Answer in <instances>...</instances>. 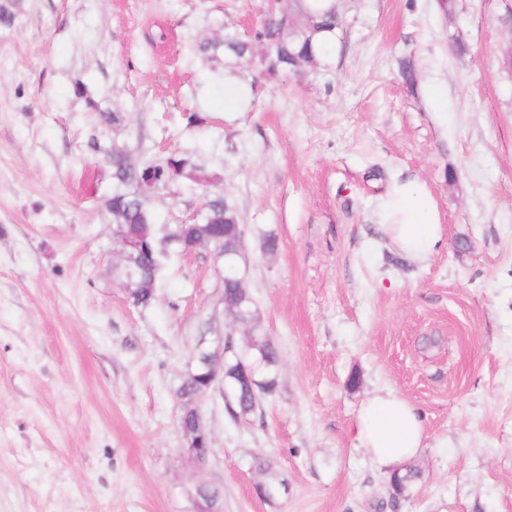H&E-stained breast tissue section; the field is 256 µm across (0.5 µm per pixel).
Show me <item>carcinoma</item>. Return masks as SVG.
I'll list each match as a JSON object with an SVG mask.
<instances>
[{
    "label": "carcinoma",
    "instance_id": "carcinoma-1",
    "mask_svg": "<svg viewBox=\"0 0 512 512\" xmlns=\"http://www.w3.org/2000/svg\"><path fill=\"white\" fill-rule=\"evenodd\" d=\"M20 8L21 0H0V26L12 25ZM342 25L343 19L336 8L326 10L322 0H310L306 7L294 12L282 8L267 14L252 43L228 32L220 39L199 45V49L205 52L222 46L225 55L243 60L253 57V43L256 42L270 50L264 62L267 73L293 72L300 62L316 64L328 58L335 49L336 30ZM109 161L112 164V196L107 201V209L112 215V224L123 226L124 232L131 236L146 239V244L155 251L154 265L145 269V285L127 290L134 306L152 304L158 272L171 251L181 248L183 237L190 234L207 237L212 248L224 253V312L234 315L248 328L246 345L236 349V354L224 358L222 385L233 394L232 406L227 413L233 419L253 414L259 407L261 395L270 396L275 392L279 355L254 316L253 300L242 285L240 224L236 211L224 197L211 190L219 177L205 172L180 152L135 164L123 148L115 146ZM179 176L186 177L193 188L201 190L198 221L171 224L160 229L152 206L142 203L138 197L137 185L150 177L162 192ZM214 358L212 351H198L194 368L198 377L184 380L178 389V395L183 399L182 408L192 407L193 399L209 390L207 375ZM420 476L421 471L412 466L405 468L403 473L396 471L392 474L388 486L393 508L399 507L409 486Z\"/></svg>",
    "mask_w": 512,
    "mask_h": 512
}]
</instances>
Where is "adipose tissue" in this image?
<instances>
[{"label":"adipose tissue","mask_w":512,"mask_h":512,"mask_svg":"<svg viewBox=\"0 0 512 512\" xmlns=\"http://www.w3.org/2000/svg\"><path fill=\"white\" fill-rule=\"evenodd\" d=\"M382 228L403 253L422 260L442 241L436 205L416 184L395 185L384 204ZM423 422L414 409L393 391L368 399L360 408L357 439L361 448L386 472L401 465L422 447Z\"/></svg>","instance_id":"obj_1"}]
</instances>
